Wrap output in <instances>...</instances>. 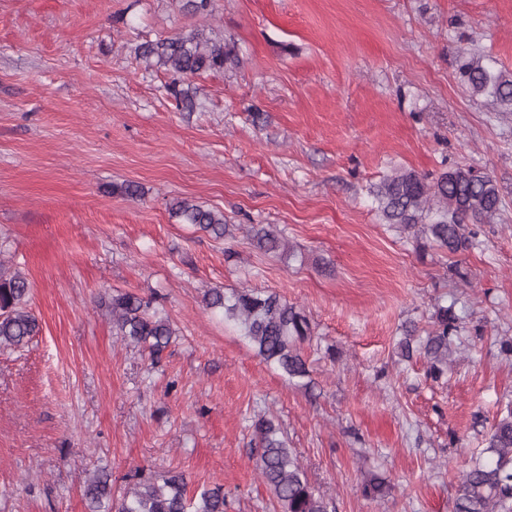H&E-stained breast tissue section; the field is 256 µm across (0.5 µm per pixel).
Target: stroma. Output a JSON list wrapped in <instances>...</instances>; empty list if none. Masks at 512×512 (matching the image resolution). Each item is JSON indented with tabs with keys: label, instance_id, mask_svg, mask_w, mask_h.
Returning <instances> with one entry per match:
<instances>
[{
	"label": "stroma",
	"instance_id": "obj_1",
	"mask_svg": "<svg viewBox=\"0 0 512 512\" xmlns=\"http://www.w3.org/2000/svg\"><path fill=\"white\" fill-rule=\"evenodd\" d=\"M195 28L241 62L194 78L198 108L180 112L134 48ZM462 51L512 74V0H210L195 15L179 0H0V259L27 274L41 323L0 349V512H87L93 471L119 489L138 467L223 485L225 512H281L256 469L258 414L336 512H450L512 397V112L460 84ZM455 165L502 196L476 247L420 249L380 223L369 188L390 169ZM125 182L140 199L113 193ZM181 198L223 211L224 238L172 217ZM255 224L294 256L255 250ZM242 287L306 314L312 390L202 303ZM115 290L158 297L176 331L158 364L113 336L100 298ZM437 303L465 320L439 382L396 353ZM372 474L386 497L361 494Z\"/></svg>",
	"mask_w": 512,
	"mask_h": 512
}]
</instances>
